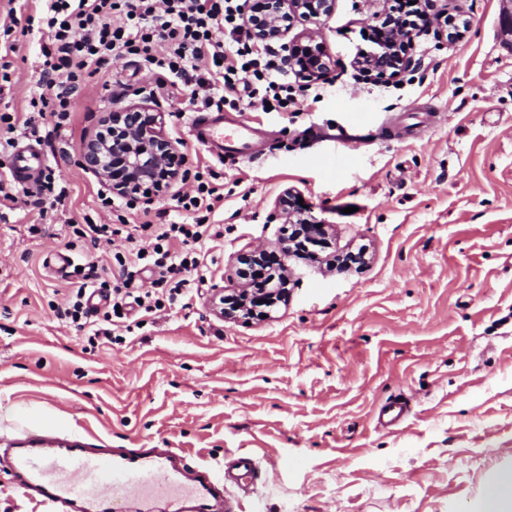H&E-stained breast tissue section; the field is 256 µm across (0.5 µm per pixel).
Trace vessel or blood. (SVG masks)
Returning <instances> with one entry per match:
<instances>
[{"label":"vessel or blood","instance_id":"obj_1","mask_svg":"<svg viewBox=\"0 0 512 512\" xmlns=\"http://www.w3.org/2000/svg\"><path fill=\"white\" fill-rule=\"evenodd\" d=\"M188 133L220 160H243L259 153L258 127L222 110L190 113ZM47 165L35 144L16 146L12 179L33 184ZM216 474L186 471L179 456L153 448L100 451L77 437L51 436L38 444H18L15 484L21 494L36 492L46 512H133L135 503L165 502L167 512H211Z\"/></svg>","mask_w":512,"mask_h":512}]
</instances>
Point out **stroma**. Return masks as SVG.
<instances>
[{
	"label": "stroma",
	"mask_w": 512,
	"mask_h": 512,
	"mask_svg": "<svg viewBox=\"0 0 512 512\" xmlns=\"http://www.w3.org/2000/svg\"><path fill=\"white\" fill-rule=\"evenodd\" d=\"M391 2L336 0L317 22L331 81L320 101L244 112L271 134L265 156L217 161L188 134L185 97L154 98L186 166L218 172L224 204L210 218L220 236L202 246L203 276L187 274L199 282L188 306L132 312L129 326L55 315L76 280L54 269L56 254L108 280L113 252L133 248L118 238L86 253L70 223H109L79 147L152 79L130 58L91 78L71 132L42 145L64 202L44 214L21 199L0 205V512H37L3 454L33 435L167 448L218 472L249 456V492L223 482L227 512H465L512 467V46L501 3L435 0L443 14L464 10V37L420 35L409 68L378 86L353 60ZM42 43L17 38L0 113L29 112ZM360 112L368 142L327 137ZM422 112L432 123L421 132ZM289 188L327 223L330 249L365 248L369 263L329 273L325 250L285 256L287 304L265 320H224L212 302L231 296L239 254L277 253L274 203ZM185 189L119 212L130 225L184 221L174 198ZM106 328L109 344L93 337ZM398 397L409 414L381 426Z\"/></svg>",
	"instance_id": "1"
}]
</instances>
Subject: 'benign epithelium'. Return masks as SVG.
Wrapping results in <instances>:
<instances>
[{
	"instance_id": "1",
	"label": "benign epithelium",
	"mask_w": 512,
	"mask_h": 512,
	"mask_svg": "<svg viewBox=\"0 0 512 512\" xmlns=\"http://www.w3.org/2000/svg\"><path fill=\"white\" fill-rule=\"evenodd\" d=\"M335 0H248L247 24L254 39L262 43L284 41L288 64L300 77L313 80L329 69L330 58L316 30L308 28L286 41L290 24L298 19L316 21L329 16ZM417 33L398 25L382 28L373 51L361 55L355 67L368 80L410 66ZM82 165L113 194L131 201L149 200L169 189L179 178L182 153L166 132L163 113L143 97L138 102L109 112L100 128L79 147ZM291 189L275 202V216L282 220V248L294 250L305 236L317 246L325 244L327 225L316 219ZM266 249L244 252L233 265L230 280L236 284L229 306L214 303L217 314L226 320L249 319L262 308H270L288 298L290 271L282 266L265 273L256 287L251 270L268 262Z\"/></svg>"
}]
</instances>
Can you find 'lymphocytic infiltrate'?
<instances>
[{"instance_id": "f902f5d3", "label": "lymphocytic infiltrate", "mask_w": 512, "mask_h": 512, "mask_svg": "<svg viewBox=\"0 0 512 512\" xmlns=\"http://www.w3.org/2000/svg\"><path fill=\"white\" fill-rule=\"evenodd\" d=\"M37 19L47 39L41 47L42 71L30 97V115L18 121L14 113H0V127L23 125L28 136L42 140L45 126L54 131L71 124L73 103L88 78L110 60L131 57L152 72L153 93L184 95L196 109L229 107L243 109L253 101L270 103L273 111H291L298 100L285 70L270 45L255 41L246 25L248 0H44ZM197 187L176 199L178 210L192 214L189 224H168L153 232L151 222L139 225L86 223L74 227L87 250L121 237L126 241L148 238L149 244L136 259L115 253L119 267L112 282H95L85 273L68 302L57 308L64 321L91 319L86 303L89 286L112 302L109 312L135 301L145 311L177 303L193 288L185 271L199 269L205 259L201 242L214 234L210 217L224 194L194 172ZM155 273V286L176 277L167 300L134 295L132 284L140 273Z\"/></svg>"}]
</instances>
